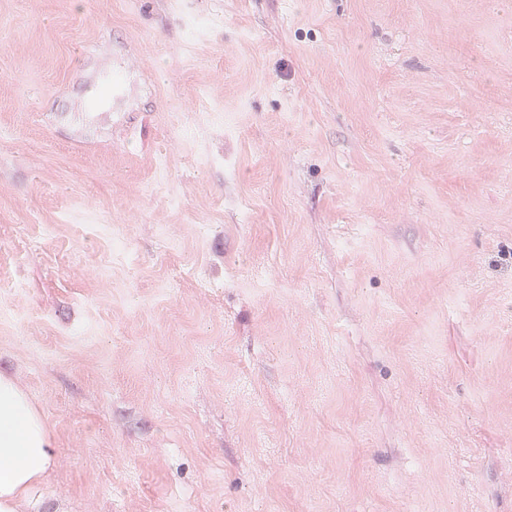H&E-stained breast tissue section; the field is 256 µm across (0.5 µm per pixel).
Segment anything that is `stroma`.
<instances>
[{
  "mask_svg": "<svg viewBox=\"0 0 512 512\" xmlns=\"http://www.w3.org/2000/svg\"><path fill=\"white\" fill-rule=\"evenodd\" d=\"M0 376L19 512H512V0H0ZM54 458L45 422L14 381L0 376V512L29 501Z\"/></svg>",
  "mask_w": 512,
  "mask_h": 512,
  "instance_id": "stroma-1",
  "label": "stroma"
}]
</instances>
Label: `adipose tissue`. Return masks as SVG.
Returning a JSON list of instances; mask_svg holds the SVG:
<instances>
[{
	"instance_id": "adipose-tissue-1",
	"label": "adipose tissue",
	"mask_w": 512,
	"mask_h": 512,
	"mask_svg": "<svg viewBox=\"0 0 512 512\" xmlns=\"http://www.w3.org/2000/svg\"><path fill=\"white\" fill-rule=\"evenodd\" d=\"M53 462L43 419L14 381L0 376V512L29 501Z\"/></svg>"
}]
</instances>
